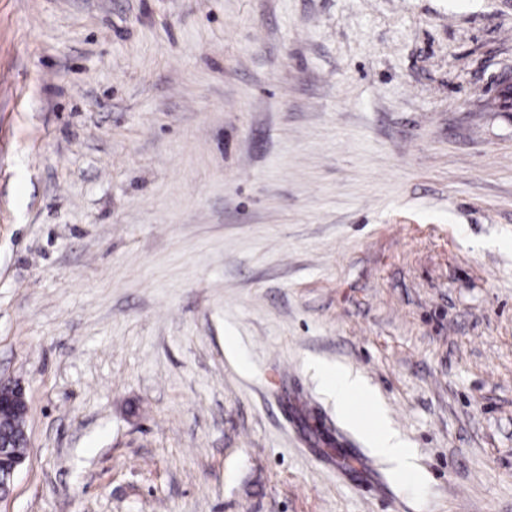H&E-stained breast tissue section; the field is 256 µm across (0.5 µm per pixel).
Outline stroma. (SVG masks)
<instances>
[{
  "instance_id": "1",
  "label": "stroma",
  "mask_w": 512,
  "mask_h": 512,
  "mask_svg": "<svg viewBox=\"0 0 512 512\" xmlns=\"http://www.w3.org/2000/svg\"><path fill=\"white\" fill-rule=\"evenodd\" d=\"M511 69L512 0H0V512H512ZM321 373L330 389L336 394V400L342 408L349 416L355 417L352 412L353 403L368 396L362 380L351 372L339 368L324 367ZM23 408L28 413V402L25 389L18 383L9 381L0 382V409ZM369 411L373 414L368 432L375 446L372 449L394 463L401 474L412 475L416 465L398 432L387 424L383 411L378 407L371 406ZM25 424L19 415L11 409L0 411V435L10 436L13 439V448L8 443L3 444L0 439V501L6 500L12 493L15 477L24 459L12 460L9 458V449L24 455L27 435Z\"/></svg>"
}]
</instances>
